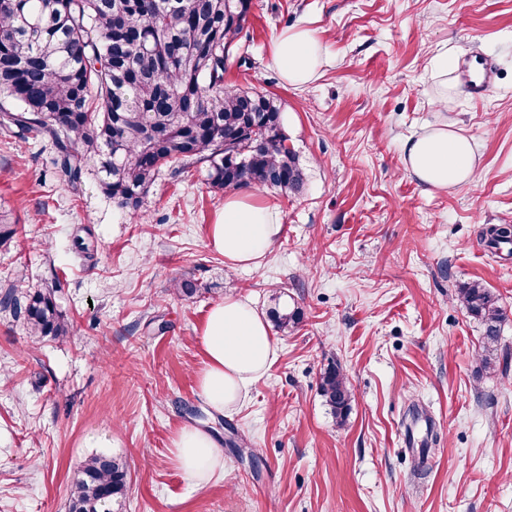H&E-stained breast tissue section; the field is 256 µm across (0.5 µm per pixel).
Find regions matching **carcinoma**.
<instances>
[{"mask_svg":"<svg viewBox=\"0 0 512 512\" xmlns=\"http://www.w3.org/2000/svg\"><path fill=\"white\" fill-rule=\"evenodd\" d=\"M251 2L0 0V99L13 104L0 103V129L49 137L67 183L87 169L122 209L140 208L162 168L180 175L193 162L207 163L216 192L250 185L300 191L304 176L277 99L224 81ZM486 235L494 246L509 244L512 224L491 225ZM459 297L483 324L489 364L504 313L478 282ZM0 307L23 316L39 339L62 340L74 328L50 290L23 302L6 291ZM270 318L285 330L301 312L275 307ZM320 390L343 422L352 399L345 375L327 368ZM127 476L122 461L91 455L71 483L69 512H114Z\"/></svg>","mask_w":512,"mask_h":512,"instance_id":"1","label":"carcinoma"}]
</instances>
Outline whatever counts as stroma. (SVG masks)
I'll return each instance as SVG.
<instances>
[{
	"label": "stroma",
	"mask_w": 512,
	"mask_h": 512,
	"mask_svg": "<svg viewBox=\"0 0 512 512\" xmlns=\"http://www.w3.org/2000/svg\"><path fill=\"white\" fill-rule=\"evenodd\" d=\"M317 30L330 62L286 84L271 61L284 29ZM493 56L494 87L468 93L432 59ZM225 78L277 98L305 176L288 196L257 194L283 234L260 266H230L208 244L224 205L206 167L162 172L138 210L93 175L68 187L48 140L0 131V293L52 290L75 324L30 336L0 308V512H68L71 481L95 453L122 457V512H512V0H253ZM455 85L445 93L444 84ZM477 144L473 182L430 193L404 169L402 144L430 125ZM194 280L188 300L176 280ZM479 281L504 312L496 363L459 289ZM229 294L262 311L298 309L273 330L278 357L243 406L201 398L197 342ZM348 378L337 425L324 370ZM217 434L224 469L194 485L172 440Z\"/></svg>",
	"instance_id": "35a3bbf8"
}]
</instances>
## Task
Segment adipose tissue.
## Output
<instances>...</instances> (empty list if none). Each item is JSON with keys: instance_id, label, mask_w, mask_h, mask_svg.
<instances>
[{"instance_id": "1", "label": "adipose tissue", "mask_w": 512, "mask_h": 512, "mask_svg": "<svg viewBox=\"0 0 512 512\" xmlns=\"http://www.w3.org/2000/svg\"><path fill=\"white\" fill-rule=\"evenodd\" d=\"M271 60L291 86L313 81L327 61L315 30L296 25L280 33ZM404 164L428 190H445L473 179L476 143L473 137L445 125L406 139ZM283 232L275 206L256 196L230 194L209 229V243L234 267H254ZM199 341L205 363L200 392L217 413L244 403L251 387L271 368L278 349L265 315L248 299L225 298L208 313ZM181 469L195 484L206 482L224 456L209 431L187 425L173 440Z\"/></svg>"}]
</instances>
